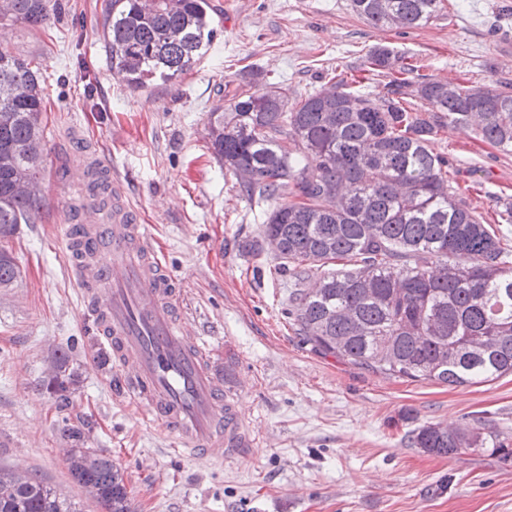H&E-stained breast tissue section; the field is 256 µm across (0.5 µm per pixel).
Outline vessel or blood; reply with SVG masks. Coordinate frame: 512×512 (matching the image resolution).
<instances>
[{"label":"vessel or blood","instance_id":"vessel-or-blood-1","mask_svg":"<svg viewBox=\"0 0 512 512\" xmlns=\"http://www.w3.org/2000/svg\"><path fill=\"white\" fill-rule=\"evenodd\" d=\"M99 181L107 186L112 213L82 208L84 232L69 246L86 255L77 264L84 310L123 373L122 393L175 440L182 455L208 461L234 455L243 444L241 425L201 337L181 318L185 293L141 233L111 164L96 156L85 182Z\"/></svg>","mask_w":512,"mask_h":512}]
</instances>
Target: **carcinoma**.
Wrapping results in <instances>:
<instances>
[{
	"mask_svg": "<svg viewBox=\"0 0 512 512\" xmlns=\"http://www.w3.org/2000/svg\"><path fill=\"white\" fill-rule=\"evenodd\" d=\"M447 0H351L372 26L418 28L443 15ZM54 0H0V40L17 23L45 27ZM216 35L209 0H111L102 36L112 71L134 90L169 82L206 55ZM365 71L391 80L378 100L332 76L294 101L288 87L251 72L224 94L207 128L214 159L250 198L275 199L259 255L277 241L275 270L293 281L289 315L321 353L390 377L450 386L512 374V241L491 227L448 178V157L430 137L452 124L476 126L481 139L512 150V94L492 85L448 84L418 73L385 46L367 54ZM41 63L0 48V239L31 224L41 204L44 162ZM494 223L512 224V196L492 198ZM343 267L333 269L335 262ZM20 276L0 250V288ZM316 278L314 286L300 288ZM53 367L58 405L67 381ZM70 426V472L103 512H131L112 458L83 447ZM416 448L452 458L505 448L494 433L423 425ZM92 464H86L87 457ZM11 477L15 494L0 512H78L39 477Z\"/></svg>",
	"mask_w": 512,
	"mask_h": 512,
	"instance_id": "carcinoma-1",
	"label": "carcinoma"
}]
</instances>
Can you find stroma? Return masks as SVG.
<instances>
[{
  "instance_id": "obj_1",
  "label": "stroma",
  "mask_w": 512,
  "mask_h": 512,
  "mask_svg": "<svg viewBox=\"0 0 512 512\" xmlns=\"http://www.w3.org/2000/svg\"><path fill=\"white\" fill-rule=\"evenodd\" d=\"M216 36L202 61L142 91L114 80L101 24L109 0H59L47 32L15 25L8 48L43 67L49 109L42 208L9 240L21 270L0 288V467L37 475L78 512L102 508L70 476L61 430L86 424L85 447L124 459L133 512H512V374L466 387L388 377L315 351L288 316L289 288L270 256L247 253L274 201L243 196L212 158L207 116L225 83L254 71L300 97L327 69L360 68L385 45L421 73L512 92V0H453L417 29L376 28L350 0H209ZM476 212L512 194V152L451 125L431 141ZM103 155L159 240L185 316L249 433L245 448L204 464L135 417L109 349L83 314L68 250L82 155ZM67 352L69 402L49 372ZM428 423L483 428L508 447L453 459L412 447Z\"/></svg>"
}]
</instances>
